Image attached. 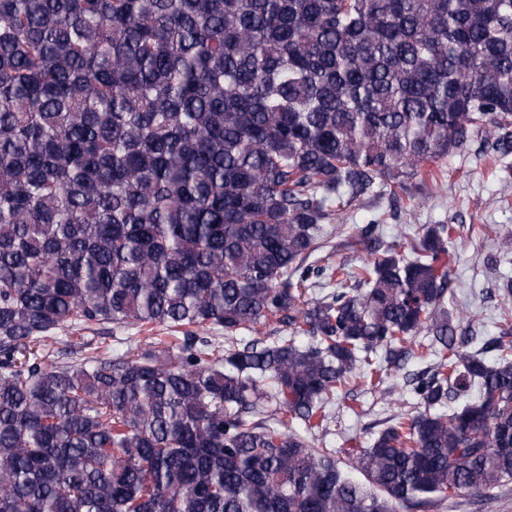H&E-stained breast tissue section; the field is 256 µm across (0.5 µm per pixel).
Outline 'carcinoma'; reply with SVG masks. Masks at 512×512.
<instances>
[{
  "label": "carcinoma",
  "instance_id": "1",
  "mask_svg": "<svg viewBox=\"0 0 512 512\" xmlns=\"http://www.w3.org/2000/svg\"><path fill=\"white\" fill-rule=\"evenodd\" d=\"M475 138L512 155V0H0V512H397L512 477V287L490 361L454 336L448 225L306 264ZM428 358L363 479L316 445L342 389ZM325 236L324 242L326 243V247L320 248L318 251L313 253L309 258L308 263L315 265L324 264L326 262V256L332 251L333 254L330 258L332 261H345L352 267L361 265L370 257L366 250V246L362 243L360 244L356 237L353 238L355 241L353 245L338 248V251H336V244L340 241V238L336 235V224H326Z\"/></svg>",
  "mask_w": 512,
  "mask_h": 512
}]
</instances>
